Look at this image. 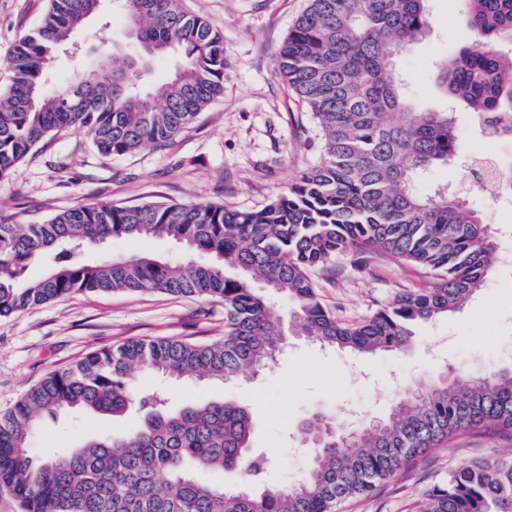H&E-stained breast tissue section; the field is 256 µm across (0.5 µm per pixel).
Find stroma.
<instances>
[{
  "mask_svg": "<svg viewBox=\"0 0 512 512\" xmlns=\"http://www.w3.org/2000/svg\"><path fill=\"white\" fill-rule=\"evenodd\" d=\"M224 35V91L164 148L105 157L81 129L47 137L9 174L0 177V217L41 223L83 204L214 203L235 210L262 208L316 163L321 137L280 75L276 58L308 0H183ZM48 0H0V92L11 83L4 62L34 29ZM432 33L402 51L398 68L412 77L410 94L423 109L448 106L439 69L468 38L463 0H430ZM461 149L448 167L430 172L422 191L445 186L461 193L484 223L511 224L512 205L493 201L476 184L471 160L495 155L512 164V143L486 139L472 114L457 108ZM313 279L323 306L341 323L365 321L405 290L430 287V275L373 252L345 253ZM404 352L356 356L305 337L290 339L272 367L235 383L166 380L137 372L132 393L161 385L172 405L226 399L255 419L252 446L270 453L264 475L286 486L303 474L308 458L301 428L314 413L352 408L345 422L388 415L405 386L453 369L479 374L512 366V236L503 235L492 270L462 309L417 323ZM224 334V305L160 292L91 291L0 316V413L47 376L92 352L128 339L177 337L208 342ZM138 420L112 422L66 412L46 419L32 440L34 453L61 456L84 436L121 432ZM512 456V435L463 433L419 458L374 494L344 504L343 512H416L425 492L448 472L482 458Z\"/></svg>",
  "mask_w": 512,
  "mask_h": 512,
  "instance_id": "1",
  "label": "stroma"
}]
</instances>
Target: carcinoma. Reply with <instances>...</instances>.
<instances>
[{
	"label": "carcinoma",
	"instance_id": "1",
	"mask_svg": "<svg viewBox=\"0 0 512 512\" xmlns=\"http://www.w3.org/2000/svg\"><path fill=\"white\" fill-rule=\"evenodd\" d=\"M94 0H49L40 25L5 61L12 84L0 93V177L45 137L83 129L96 149L122 156L168 145L224 89V36L183 0H118L137 32V62L117 49L97 71L112 94L79 107L95 74L78 69L54 89L47 69L60 47L101 10ZM429 0H309L277 66L323 137L322 155L288 190L256 211L210 203L93 202L41 224L0 220V316L83 291H159L224 302V336L208 343L128 340L100 350L28 389L0 415V484L26 512H339L417 458L464 432H512V368L441 374L398 398L386 417L355 429L313 414L303 425L311 449L304 477L261 484L270 463L251 451L253 419L224 400L171 408L157 390L134 399L129 376L220 381L258 372L288 337L259 278L291 300L298 334L359 353L408 348L412 326L468 302L489 274L496 232L443 191L417 183L460 149L456 116L419 112L396 69L395 50L431 32ZM471 38L442 68L445 96L489 119L512 113V0H466ZM177 58L155 87L142 83L156 57ZM163 238L206 260L184 265L138 255L87 258L77 246ZM382 252L429 271L434 284L404 291L356 325L342 324L317 297L311 272L344 252ZM48 266L36 281L29 265ZM143 412L121 435L93 433L61 457H35L30 439L44 418L65 410L118 418ZM239 472L233 487L203 473ZM417 512H512V458L483 459L448 473Z\"/></svg>",
	"mask_w": 512,
	"mask_h": 512
}]
</instances>
